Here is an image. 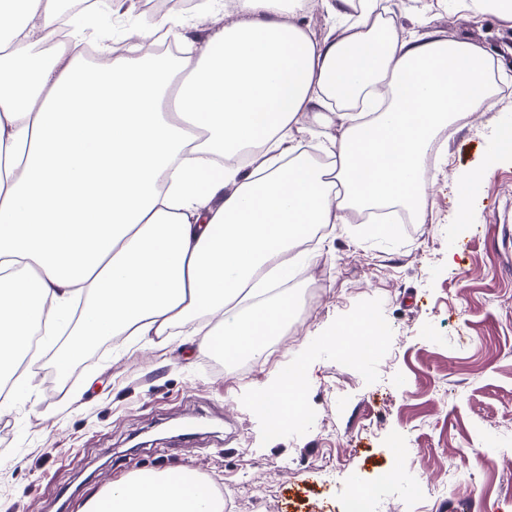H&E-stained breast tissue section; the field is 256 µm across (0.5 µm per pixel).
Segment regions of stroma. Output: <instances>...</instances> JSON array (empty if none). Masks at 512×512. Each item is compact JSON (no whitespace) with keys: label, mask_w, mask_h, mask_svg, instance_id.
Instances as JSON below:
<instances>
[{"label":"stroma","mask_w":512,"mask_h":512,"mask_svg":"<svg viewBox=\"0 0 512 512\" xmlns=\"http://www.w3.org/2000/svg\"><path fill=\"white\" fill-rule=\"evenodd\" d=\"M432 26L487 48L506 104L438 136L427 222L316 238L320 297L298 288L297 337L249 371L179 336H126L98 342L70 387L36 377L0 410V512H79L129 473L181 467L234 489L243 512H347L381 472L393 486L377 512H512V156L482 167L512 132V27L452 7ZM462 175L479 184L457 221ZM364 312L382 344L359 360L332 337ZM294 364L306 367L304 418L275 427L258 400Z\"/></svg>","instance_id":"35a3bbf8"}]
</instances>
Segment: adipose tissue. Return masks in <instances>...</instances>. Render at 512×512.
<instances>
[{"label":"adipose tissue","mask_w":512,"mask_h":512,"mask_svg":"<svg viewBox=\"0 0 512 512\" xmlns=\"http://www.w3.org/2000/svg\"><path fill=\"white\" fill-rule=\"evenodd\" d=\"M61 0H0V408L23 396L32 336L54 335L87 297L67 371L104 336L182 328L219 358H262L292 315L275 292L287 254L313 226L398 206L425 223L421 171L440 131L499 105L478 43L432 27L446 0H211L170 60L154 45L181 18L130 29L87 62L56 38ZM322 8V40L290 22ZM413 10L424 29L393 27ZM321 128L319 164L300 147ZM265 399L281 423L303 415L299 380ZM81 512H224L214 481L192 468L138 471L102 486Z\"/></svg>","instance_id":"adipose-tissue-1"}]
</instances>
